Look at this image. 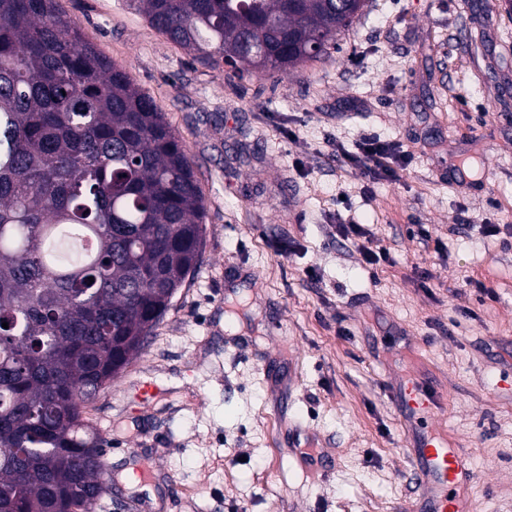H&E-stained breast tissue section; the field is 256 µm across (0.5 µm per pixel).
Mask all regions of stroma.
Wrapping results in <instances>:
<instances>
[{"label":"stroma","mask_w":512,"mask_h":512,"mask_svg":"<svg viewBox=\"0 0 512 512\" xmlns=\"http://www.w3.org/2000/svg\"><path fill=\"white\" fill-rule=\"evenodd\" d=\"M59 3L160 105L206 204L201 265L87 408L112 473L95 512H408L410 441L387 391L420 377L446 396L433 429L470 462L471 512H512L501 0H369L339 52L280 80L192 60L129 0ZM366 135L411 165L368 182L339 155ZM352 220L389 262L338 236ZM141 380L158 388L146 405ZM297 445L322 452L326 480L303 477Z\"/></svg>","instance_id":"35a3bbf8"}]
</instances>
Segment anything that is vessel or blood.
Segmentation results:
<instances>
[{
	"instance_id": "vessel-or-blood-1",
	"label": "vessel or blood",
	"mask_w": 512,
	"mask_h": 512,
	"mask_svg": "<svg viewBox=\"0 0 512 512\" xmlns=\"http://www.w3.org/2000/svg\"><path fill=\"white\" fill-rule=\"evenodd\" d=\"M394 404L404 413L408 426H416L425 411L439 402L429 382L418 380L393 392ZM409 457L417 496L410 512H469L468 489L473 480L465 456L447 448L435 434L411 436Z\"/></svg>"
}]
</instances>
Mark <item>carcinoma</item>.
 I'll use <instances>...</instances> for the list:
<instances>
[{
  "label": "carcinoma",
  "instance_id": "obj_1",
  "mask_svg": "<svg viewBox=\"0 0 512 512\" xmlns=\"http://www.w3.org/2000/svg\"><path fill=\"white\" fill-rule=\"evenodd\" d=\"M131 2L194 60L278 78L340 50L367 7ZM205 216L156 101L58 0H0V512H93L106 487L85 410L195 272Z\"/></svg>",
  "mask_w": 512,
  "mask_h": 512
}]
</instances>
